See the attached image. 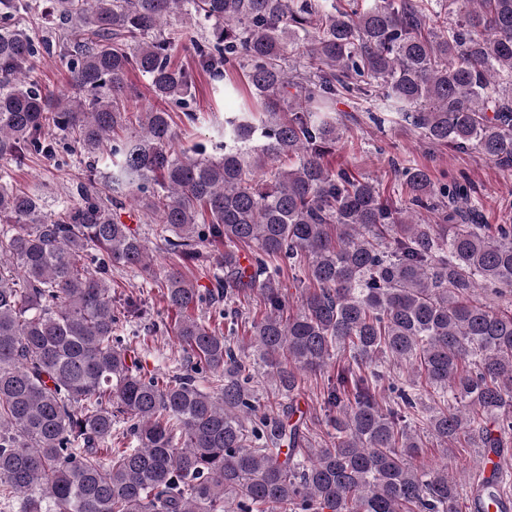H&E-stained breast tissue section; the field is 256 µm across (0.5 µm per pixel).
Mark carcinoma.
<instances>
[{"label": "carcinoma", "mask_w": 512, "mask_h": 512, "mask_svg": "<svg viewBox=\"0 0 512 512\" xmlns=\"http://www.w3.org/2000/svg\"><path fill=\"white\" fill-rule=\"evenodd\" d=\"M51 40L0 0V162L87 159L55 209L0 174V506L20 512H459L448 468L413 460L432 435L512 447V224L467 222L472 188L404 167L406 205L333 170L337 101L358 98L432 144L512 171V0H50ZM201 23L211 34L191 35ZM183 50L193 67L173 61ZM57 55L76 94L31 79ZM145 77L153 102L125 107ZM219 82L224 135L177 151L196 75ZM153 220L148 236L121 211ZM173 259L153 274L149 243ZM222 245L224 252L213 248ZM211 267L223 297L181 268ZM142 285L112 297V272ZM303 285L298 303L285 275ZM160 289L184 356L147 372L134 320ZM257 290L248 340L211 320ZM212 311L206 318L195 311ZM327 375L330 445L297 416ZM389 361L406 377L384 385ZM264 377L281 396L262 409ZM135 439L112 447V432ZM512 501V471L478 482Z\"/></svg>", "instance_id": "cac0c4a2"}]
</instances>
